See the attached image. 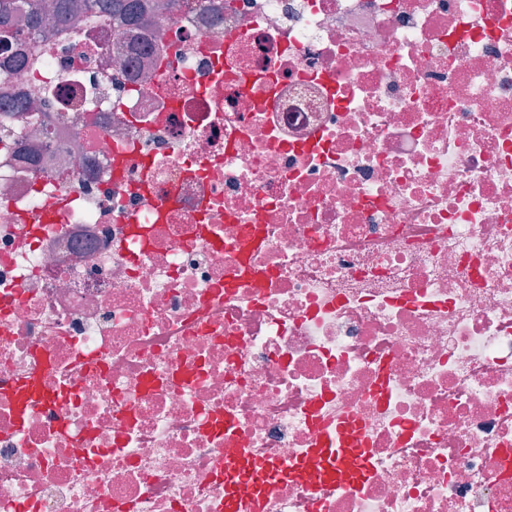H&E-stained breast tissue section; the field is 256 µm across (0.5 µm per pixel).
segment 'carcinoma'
<instances>
[{
    "instance_id": "1",
    "label": "carcinoma",
    "mask_w": 512,
    "mask_h": 512,
    "mask_svg": "<svg viewBox=\"0 0 512 512\" xmlns=\"http://www.w3.org/2000/svg\"><path fill=\"white\" fill-rule=\"evenodd\" d=\"M0 0V46L26 45V29H41L50 23L65 27L73 35L91 24L114 16L126 22L128 30L136 34L146 27L153 9L151 0H95L97 12L87 14V0Z\"/></svg>"
}]
</instances>
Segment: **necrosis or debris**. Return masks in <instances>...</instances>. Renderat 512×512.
Returning a JSON list of instances; mask_svg holds the SVG:
<instances>
[{
    "mask_svg": "<svg viewBox=\"0 0 512 512\" xmlns=\"http://www.w3.org/2000/svg\"><path fill=\"white\" fill-rule=\"evenodd\" d=\"M154 23L0 77V512H512V0ZM333 464L324 472V478L328 481H335L346 476L351 469V461L347 448H332Z\"/></svg>",
    "mask_w": 512,
    "mask_h": 512,
    "instance_id": "4bbe7bcc",
    "label": "necrosis or debris"
}]
</instances>
